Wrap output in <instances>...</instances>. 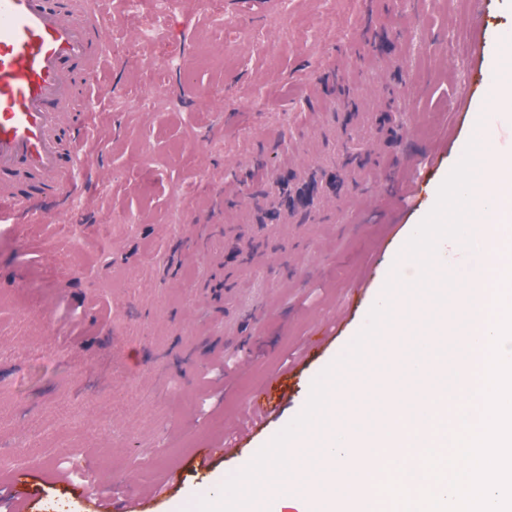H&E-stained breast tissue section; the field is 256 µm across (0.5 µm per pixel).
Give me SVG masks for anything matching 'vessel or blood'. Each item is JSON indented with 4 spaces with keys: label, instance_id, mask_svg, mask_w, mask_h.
<instances>
[{
    "label": "vessel or blood",
    "instance_id": "b4317fda",
    "mask_svg": "<svg viewBox=\"0 0 512 512\" xmlns=\"http://www.w3.org/2000/svg\"><path fill=\"white\" fill-rule=\"evenodd\" d=\"M110 27L99 0H0L1 223L42 220V201L77 193L95 119L77 84L109 61ZM280 405L256 394L255 428Z\"/></svg>",
    "mask_w": 512,
    "mask_h": 512
}]
</instances>
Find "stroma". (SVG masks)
Masks as SVG:
<instances>
[{"instance_id":"obj_1","label":"stroma","mask_w":512,"mask_h":512,"mask_svg":"<svg viewBox=\"0 0 512 512\" xmlns=\"http://www.w3.org/2000/svg\"><path fill=\"white\" fill-rule=\"evenodd\" d=\"M180 0L141 38L112 0V64L95 90L82 206L0 224V492L11 512H93L101 496L196 512L304 409L313 381L366 326L429 196L486 125L512 153L501 47L512 0ZM476 94L458 110L461 84ZM367 281L357 308L351 286ZM340 319L314 357L307 344ZM283 372L271 422L206 469L198 449L250 424ZM37 496L14 498L16 468Z\"/></svg>"}]
</instances>
